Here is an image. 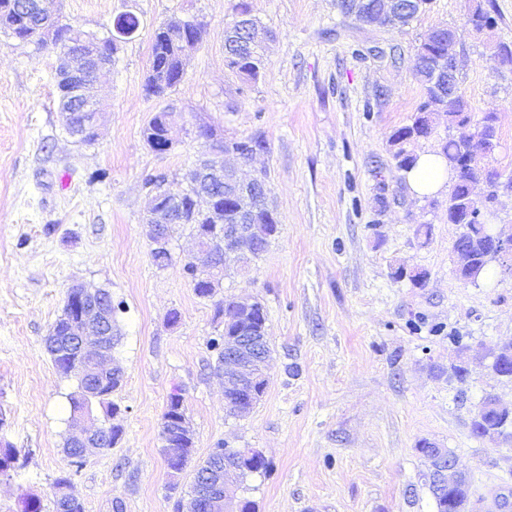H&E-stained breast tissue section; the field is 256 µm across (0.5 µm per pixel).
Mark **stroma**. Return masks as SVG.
Masks as SVG:
<instances>
[{"mask_svg": "<svg viewBox=\"0 0 512 512\" xmlns=\"http://www.w3.org/2000/svg\"><path fill=\"white\" fill-rule=\"evenodd\" d=\"M237 2L48 0L61 23L100 38L120 13L140 20L99 81L101 126L90 144L64 128L56 52L0 32V448L18 453L0 478V512H22L30 497L53 512V483L69 468L63 443L77 382L54 368L44 338L77 283L109 290L124 307L112 324L123 436L73 474L85 512H174L188 493L192 472L169 469L160 437L176 388L195 433L193 462L220 442L264 455L266 471L229 478L256 512H437L423 440L464 464L473 512H512V440L471 433L486 394L512 404V380L481 362L486 347L512 340V271L493 263L478 282L459 279L461 227L448 221L447 193L412 196L391 143L424 99L414 49L449 27L473 119L500 116L499 146L479 160L512 177V69L492 49L512 41V0H493L487 34L465 24L474 0H429L404 27L360 24L337 0H248L275 35L252 81L224 60ZM179 18L202 22V40L184 81L148 95L153 33ZM161 111L174 118L163 154L143 137ZM206 127L266 141L241 174L265 176L280 222L266 252L228 264L220 290L260 301L267 314V388L243 417L226 411L210 348L224 320L182 275L196 250L189 227L174 226L172 261L159 268L144 226L145 177L181 179L206 149ZM422 224L429 237L418 235ZM416 272L423 282L411 281ZM453 336L468 347L461 382L449 376Z\"/></svg>", "mask_w": 512, "mask_h": 512, "instance_id": "35a3bbf8", "label": "stroma"}]
</instances>
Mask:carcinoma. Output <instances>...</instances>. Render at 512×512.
<instances>
[{
  "instance_id": "carcinoma-1",
  "label": "carcinoma",
  "mask_w": 512,
  "mask_h": 512,
  "mask_svg": "<svg viewBox=\"0 0 512 512\" xmlns=\"http://www.w3.org/2000/svg\"><path fill=\"white\" fill-rule=\"evenodd\" d=\"M374 0H364L358 4L354 0H338V7L342 13L355 17L360 22L369 23L375 17L369 11V5ZM496 22L491 10L482 4H477L467 16V25L477 32L491 29V24ZM52 23L45 17L38 7L37 0H0V31L4 30L12 36L45 48L40 29ZM202 26L177 27L168 22L155 30L152 46L150 70L147 76L146 91L155 96H161L168 90L180 84L185 76L181 68L179 52L181 43L188 39L201 40ZM73 40L76 42H90L93 48L106 53H114L117 49L116 41L111 38L96 39L80 30L74 31ZM457 51V46L448 40V33L442 35L429 34L420 43L415 52V75L425 89V99L418 107L411 124L394 131L391 142L397 146L394 154L397 165L405 170L415 162L413 155L406 149L405 144L414 138H426L432 134V115L436 112H444L448 117V125L455 124L464 127L470 124L471 116L467 104L464 103L462 94L454 98L441 97L438 91L448 93L444 87L443 71L448 67V53ZM224 58L226 65L241 77L247 80L256 79L264 69L265 60L259 49L247 50L236 41L224 40ZM170 113L166 111L156 113L143 130L146 136H162ZM498 116L494 112L483 115L477 135L486 139L489 149H494V140L497 136ZM224 149L237 151L241 154L253 149L258 151L266 149V142L260 137L245 139H226ZM442 154L448 162V167L454 172V183L448 195V223L457 222L458 213L465 208L487 207V202L479 201L470 196L469 182L476 178L487 180L491 187H496L500 173L496 169H488L478 162L470 152L469 140L450 137L443 144ZM179 202V223L186 224L192 229V234L208 233L215 224H236L245 219L252 224L265 225L264 236L258 246L259 253H264L280 230V224L276 213L268 208L254 209V205L243 201L239 197L224 194L215 202L211 212L198 210L194 203L196 186L185 182L179 188L173 190ZM491 230L485 223L466 225L461 237L454 244L457 249L466 250V257L472 259L470 263H463L457 271L459 275L469 274L473 281H478L486 271L488 265L481 261V246L488 241ZM216 315L224 317V332L212 339L211 348L216 352L217 364L224 360V337L232 336L244 330H258L266 323L264 307L259 305L250 313H245L236 308L234 301L226 298L216 303ZM48 354L58 372L65 376L73 375L74 361L79 353L68 345L62 337V330H57L55 338L49 341ZM119 386L118 378L109 377L105 380H97V396L84 400L80 392L70 396V411L86 410L97 404L106 409L108 415L116 416L120 408L112 402V394ZM185 408L184 398L180 391L169 395L165 411L162 415L160 436L174 437L176 429V416ZM504 414L490 406H484L476 413L471 422V432L478 435V429L487 425L494 426L502 422ZM224 470V445L213 449L208 458L198 465L193 474V481L208 478V470ZM469 498V485L466 482L448 487L444 499L435 500L437 512H448V500Z\"/></svg>"
}]
</instances>
